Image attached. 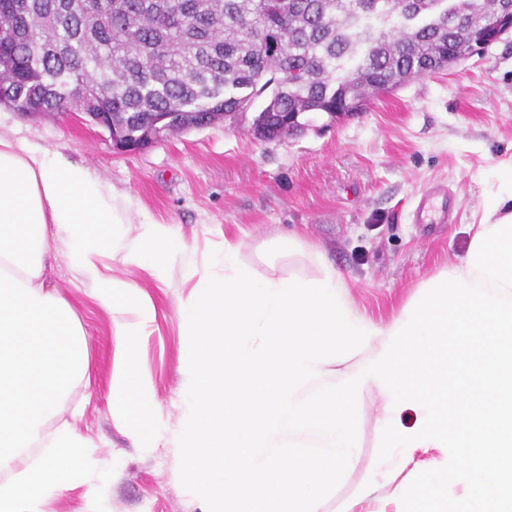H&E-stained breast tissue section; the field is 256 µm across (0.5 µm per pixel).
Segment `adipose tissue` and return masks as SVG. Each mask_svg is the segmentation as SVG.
<instances>
[{"label":"adipose tissue","mask_w":512,"mask_h":512,"mask_svg":"<svg viewBox=\"0 0 512 512\" xmlns=\"http://www.w3.org/2000/svg\"><path fill=\"white\" fill-rule=\"evenodd\" d=\"M128 218L118 196L88 167L0 136V512H43L62 491L83 487L99 512L97 461L77 423L51 427L70 386L86 375V341L69 304L46 283L56 242L92 277L93 297L112 316L122 369L112 407L141 447L162 438L159 405L140 378L136 344L156 315L136 283L100 272L105 258L164 278L186 244L172 225L144 223L121 240Z\"/></svg>","instance_id":"obj_1"}]
</instances>
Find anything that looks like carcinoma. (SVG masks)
Listing matches in <instances>:
<instances>
[{
	"instance_id": "cac0c4a2",
	"label": "carcinoma",
	"mask_w": 512,
	"mask_h": 512,
	"mask_svg": "<svg viewBox=\"0 0 512 512\" xmlns=\"http://www.w3.org/2000/svg\"><path fill=\"white\" fill-rule=\"evenodd\" d=\"M0 0V105L81 109L143 135L211 124L262 96L264 138L288 115L358 111L436 71L500 0Z\"/></svg>"
}]
</instances>
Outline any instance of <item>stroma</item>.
Wrapping results in <instances>:
<instances>
[{
    "instance_id": "35a3bbf8",
    "label": "stroma",
    "mask_w": 512,
    "mask_h": 512,
    "mask_svg": "<svg viewBox=\"0 0 512 512\" xmlns=\"http://www.w3.org/2000/svg\"><path fill=\"white\" fill-rule=\"evenodd\" d=\"M0 134L62 152L126 196L137 220L177 225L187 250L160 282L133 267L115 275L134 281L156 306L138 344L142 378L152 386L165 428L159 447L141 448L112 413V380L120 370L111 319L91 296V278L73 274L57 252L47 284L74 310L85 333L90 379L75 383L57 422L81 410L82 431L100 466L101 512H201L180 482L174 446L187 407L182 277L203 265L225 240L242 241L247 261L276 234H296L324 247L347 275L351 313L378 323L415 303L424 280L466 255L486 197L512 159V36L484 54L382 95L364 111L328 124L315 113L305 132L274 142L257 139L250 118L174 134L136 152L117 149L101 128L70 114L24 117L0 106ZM442 184L460 210L447 224L412 221L421 194ZM381 397L357 401L356 462L314 512H339L368 489L364 512H398L390 473L413 480L446 462L441 448H419L408 466L378 460Z\"/></svg>"
}]
</instances>
